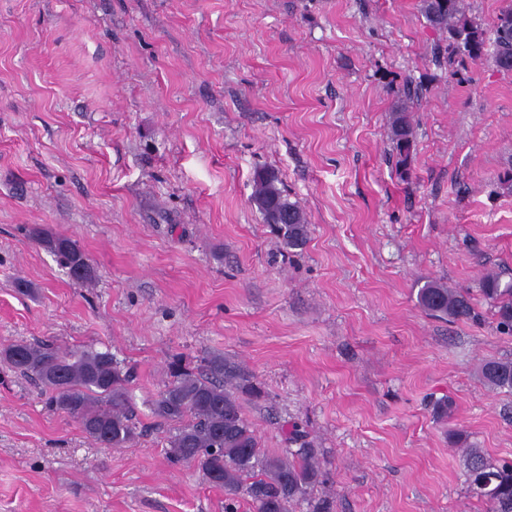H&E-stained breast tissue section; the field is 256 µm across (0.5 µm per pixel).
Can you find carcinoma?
Masks as SVG:
<instances>
[{
  "instance_id": "obj_1",
  "label": "carcinoma",
  "mask_w": 512,
  "mask_h": 512,
  "mask_svg": "<svg viewBox=\"0 0 512 512\" xmlns=\"http://www.w3.org/2000/svg\"><path fill=\"white\" fill-rule=\"evenodd\" d=\"M427 24L438 30L442 42L434 47L437 62H446L456 76L467 63L490 57L495 67L512 73V2L503 6L491 28L472 14L468 0H420ZM389 113L391 151L400 174L410 170L416 149L412 122L417 92L409 84L393 90ZM272 170H259L253 178L252 202L263 223L274 229L282 249L302 248L308 238L304 210L279 187ZM31 238L54 255L77 281H90L94 268L88 255L71 238L41 227ZM81 269L83 273L74 274ZM481 294L492 303L497 329L512 334V282L503 284L494 273L481 281ZM418 305L428 315L449 322L476 317L470 293L437 281L426 282L417 293ZM0 359L15 371L39 381L51 393V405L73 418L85 437L103 448H126L136 438L134 408L128 392L132 375L108 351L63 353L52 344L14 342L0 349ZM173 380L152 401V414L174 426L167 454L176 463L196 467L204 480L230 496H244L256 512H293L300 501L310 512H332L329 497L314 499L310 490L321 483L318 449L294 425L288 440L297 448L286 455L261 452L256 434L243 415L240 397L260 396L250 371L240 363L216 355L202 372H194L176 357L170 363ZM483 380L493 389L512 392V360H488L480 367ZM469 494L483 512H512V462L486 458L475 448L465 449Z\"/></svg>"
}]
</instances>
